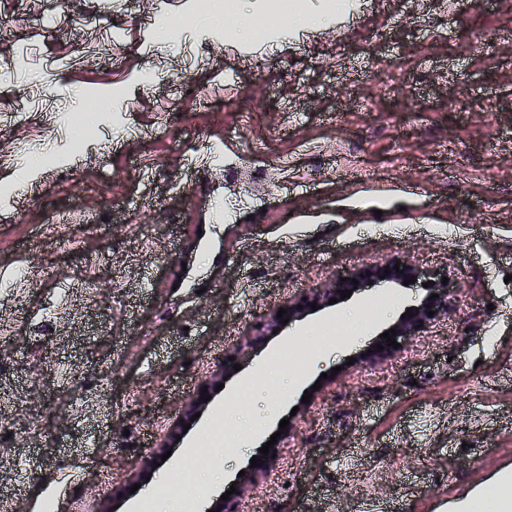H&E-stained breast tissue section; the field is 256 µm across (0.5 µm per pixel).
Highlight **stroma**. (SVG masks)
Segmentation results:
<instances>
[{"label":"stroma","instance_id":"obj_1","mask_svg":"<svg viewBox=\"0 0 512 512\" xmlns=\"http://www.w3.org/2000/svg\"><path fill=\"white\" fill-rule=\"evenodd\" d=\"M224 3L0 0V512L111 503L270 310L396 260L447 274L446 317L375 362L422 284L288 325L120 512L189 448L195 484L167 499L209 507L272 437L275 481L251 512H457L512 474V8L358 0L264 42L267 0ZM151 64L173 81L144 87ZM104 99L82 128L60 119ZM352 309L363 334L315 358L312 336ZM263 363L287 397L253 392L259 433L215 451ZM62 364L89 387L111 374L110 400L79 403Z\"/></svg>","mask_w":512,"mask_h":512}]
</instances>
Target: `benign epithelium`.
<instances>
[{"label": "benign epithelium", "mask_w": 512, "mask_h": 512, "mask_svg": "<svg viewBox=\"0 0 512 512\" xmlns=\"http://www.w3.org/2000/svg\"><path fill=\"white\" fill-rule=\"evenodd\" d=\"M395 263L391 262L384 265H365L352 271L348 275V280L341 282L337 281L332 283L326 288H319L310 291L299 299L289 298L280 304V307L274 308L267 316L264 328L268 333H273L274 330H279L284 326L283 319L290 318V321H300L309 313L312 312V304H317L320 309L328 308L329 300L333 298H340L341 292L350 290L354 293L368 287V282H373V285L380 284H401L405 280L412 277L421 279L422 272L410 265L409 263H400L399 269H394ZM428 296L424 297L415 307L410 309L414 313L412 317L399 318L393 325L395 329L396 338L404 336H415L424 331V326L430 324L441 316L448 314V308L451 305V300L455 294V290L450 287V284L442 283V278L438 277L431 281V286L427 288ZM436 295V298L429 299L430 295ZM284 308L287 313L280 316L278 315L279 308ZM434 311L433 316H428V311ZM236 361L224 359V366L211 372L201 381L202 387H207V390H212L220 383L222 377L230 375L234 372L233 366ZM203 390H198L197 395L184 404L181 409L180 419L172 426L168 434V442L163 444V447L170 448L178 445L177 437L184 436V426L191 422V417L202 409L207 401L203 400ZM276 452L270 450L269 455L261 456L264 464L253 467L248 470L243 477L240 478V487L234 494L228 496V499L223 501L216 499L210 505V509L214 512H247L246 506V489L256 484L260 479L265 478L269 472L273 470L275 465Z\"/></svg>", "instance_id": "1"}]
</instances>
